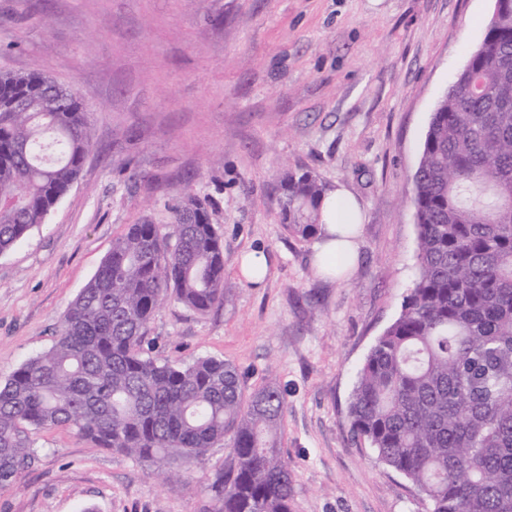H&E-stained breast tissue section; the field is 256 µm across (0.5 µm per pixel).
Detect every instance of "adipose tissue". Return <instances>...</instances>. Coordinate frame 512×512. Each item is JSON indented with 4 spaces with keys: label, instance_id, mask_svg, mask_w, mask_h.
Masks as SVG:
<instances>
[{
    "label": "adipose tissue",
    "instance_id": "ef3b65f1",
    "mask_svg": "<svg viewBox=\"0 0 512 512\" xmlns=\"http://www.w3.org/2000/svg\"><path fill=\"white\" fill-rule=\"evenodd\" d=\"M358 203L345 192L329 191L322 209L319 238L314 244L319 273L336 276L351 272L358 257Z\"/></svg>",
    "mask_w": 512,
    "mask_h": 512
}]
</instances>
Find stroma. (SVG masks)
Returning a JSON list of instances; mask_svg holds the SVG:
<instances>
[{"mask_svg": "<svg viewBox=\"0 0 512 512\" xmlns=\"http://www.w3.org/2000/svg\"><path fill=\"white\" fill-rule=\"evenodd\" d=\"M495 0H0V72L71 87L94 139L76 183L0 254V383L49 349L69 303L130 224H166L185 196L224 240V303L156 311L149 354L214 357L246 389L273 381L293 512H427L354 440L349 397L417 274L413 174L431 112L482 40ZM306 168L362 207L359 259L319 274L289 236L276 187ZM260 250V287L239 274ZM0 512H218L216 444L183 478L151 476L61 428L37 429Z\"/></svg>", "mask_w": 512, "mask_h": 512, "instance_id": "stroma-1", "label": "stroma"}]
</instances>
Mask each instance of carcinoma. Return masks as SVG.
Returning a JSON list of instances; mask_svg holds the SVG:
<instances>
[{
    "instance_id": "obj_1",
    "label": "carcinoma",
    "mask_w": 512,
    "mask_h": 512,
    "mask_svg": "<svg viewBox=\"0 0 512 512\" xmlns=\"http://www.w3.org/2000/svg\"><path fill=\"white\" fill-rule=\"evenodd\" d=\"M430 115L412 203L418 275L357 373L355 437L401 473L429 512H512V0ZM76 95L32 70L0 73V254L44 222L92 146ZM290 235H317L328 187L278 184ZM165 225L129 224L69 305L52 346L0 383V490L33 457L29 430L66 428L170 475L229 447L221 512H292L278 444L288 403L246 393L230 362H159L144 349L169 295L199 314L224 301V242L196 199Z\"/></svg>"
}]
</instances>
